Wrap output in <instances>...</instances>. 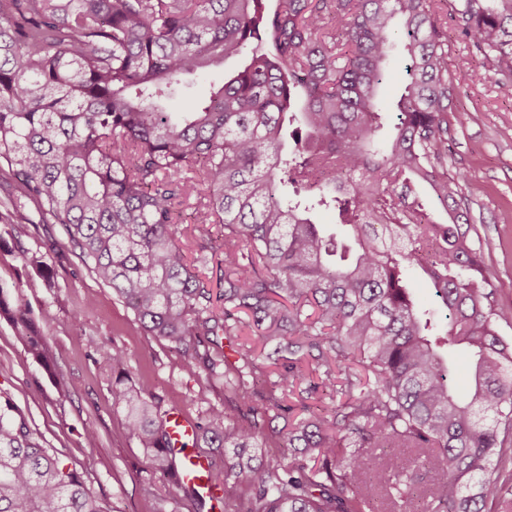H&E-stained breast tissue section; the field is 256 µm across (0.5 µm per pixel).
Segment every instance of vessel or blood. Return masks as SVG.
<instances>
[{"instance_id":"obj_1","label":"vessel or blood","mask_w":512,"mask_h":512,"mask_svg":"<svg viewBox=\"0 0 512 512\" xmlns=\"http://www.w3.org/2000/svg\"><path fill=\"white\" fill-rule=\"evenodd\" d=\"M168 446L177 462L172 474L176 486L196 487L205 498H215L221 483L215 479L209 459L195 447L197 424L182 409L174 408L165 415Z\"/></svg>"}]
</instances>
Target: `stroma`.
Listing matches in <instances>:
<instances>
[{
	"instance_id": "1",
	"label": "stroma",
	"mask_w": 512,
	"mask_h": 512,
	"mask_svg": "<svg viewBox=\"0 0 512 512\" xmlns=\"http://www.w3.org/2000/svg\"><path fill=\"white\" fill-rule=\"evenodd\" d=\"M448 71L476 73L453 86L448 100V172L463 174L460 195L470 235L495 286L494 301L512 307V97L502 77L472 43L448 34ZM24 224L0 223V288L12 305L46 318V346L55 372H46L0 317V398L17 406L39 444L83 473L99 512H201L170 476L157 472L112 406L111 380L100 348L119 345L131 360L133 382L163 408L203 420L224 407L223 377L189 368L183 354L144 333L132 312L96 280L68 241L63 225L40 219L34 204ZM43 255L54 287H44L26 255ZM96 436L88 445L87 433Z\"/></svg>"
}]
</instances>
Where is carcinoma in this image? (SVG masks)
I'll use <instances>...</instances> for the list:
<instances>
[{
  "label": "carcinoma",
  "mask_w": 512,
  "mask_h": 512,
  "mask_svg": "<svg viewBox=\"0 0 512 512\" xmlns=\"http://www.w3.org/2000/svg\"><path fill=\"white\" fill-rule=\"evenodd\" d=\"M434 0H0V223L25 202L64 226L88 271L147 334L190 367L224 368V411L196 441L234 449L225 477L246 486L234 512L409 509L417 474L371 448H413L430 477L419 512L512 505V342L448 176L447 23ZM468 39L512 97V0H457ZM404 92L380 110L394 42ZM252 51H247L250 44ZM235 63L207 101H166L197 73ZM334 206L344 242L315 223ZM194 209L190 253L177 207ZM224 228L214 246L210 227ZM433 283L446 330L409 283ZM0 313L45 368V338L0 289ZM276 343L261 364L222 338ZM471 389L450 387L457 347ZM112 400L169 475L161 402L128 383L112 346ZM322 390L332 406L289 421L283 403ZM277 417L281 428L272 426ZM297 452L256 461L267 432ZM0 512H100L77 468L42 448L20 410L0 406Z\"/></svg>",
  "instance_id": "1"
}]
</instances>
